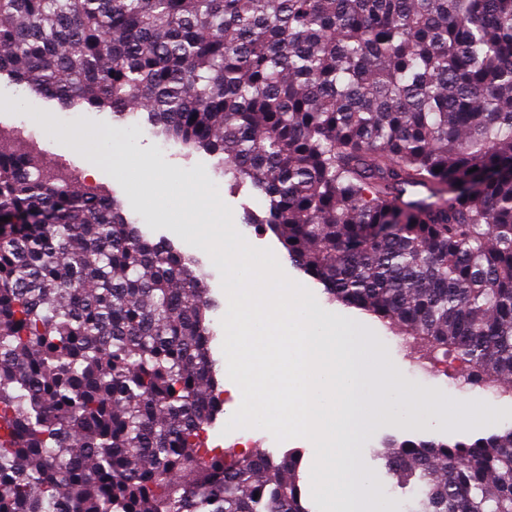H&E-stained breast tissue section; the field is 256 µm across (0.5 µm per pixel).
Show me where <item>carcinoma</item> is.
Masks as SVG:
<instances>
[{"instance_id":"cac0c4a2","label":"carcinoma","mask_w":512,"mask_h":512,"mask_svg":"<svg viewBox=\"0 0 512 512\" xmlns=\"http://www.w3.org/2000/svg\"><path fill=\"white\" fill-rule=\"evenodd\" d=\"M0 75L220 157L328 298L512 386V0H0ZM410 186L419 202L401 199ZM0 512H309L294 452L205 448L202 275L0 147ZM408 512H512V428L388 440Z\"/></svg>"}]
</instances>
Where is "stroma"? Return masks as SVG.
Returning a JSON list of instances; mask_svg holds the SVG:
<instances>
[{"label": "stroma", "mask_w": 512, "mask_h": 512, "mask_svg": "<svg viewBox=\"0 0 512 512\" xmlns=\"http://www.w3.org/2000/svg\"><path fill=\"white\" fill-rule=\"evenodd\" d=\"M21 97L9 86L6 79L0 78V145L11 148L14 145V132L20 128L35 131L46 142L53 158L67 167L74 182L83 188L98 187L113 195L121 204L124 213L142 232L154 242L164 241L176 250L192 256L206 274L205 283L208 297L214 304L211 312L214 330H221V319L225 312L224 292L221 287L219 270L213 266L209 256L195 244H187L185 238L192 233V226L174 223L166 210L144 209L137 193L128 181L115 174L107 159L114 140H121L130 155L141 153L154 156L159 172L170 179L172 191H179L185 182L187 173L207 174L211 187L217 188L224 202L233 213V221L246 240L254 247L268 248L273 251L284 272L293 280L305 285L315 295L321 310L336 312V305L330 304L321 285L305 275L286 257L280 243L268 231L249 227L245 219L247 213H262L263 205L255 191L250 188H230L224 177L218 159L204 151L190 155L176 153L169 158H160L157 149L161 141L147 120L145 111H136L127 121L113 120L108 112H86L61 109L56 102L38 100L36 109L22 108ZM65 126L79 127L85 135L82 150L66 151L58 147L57 134ZM89 167L98 168L97 180L85 176ZM374 333L382 341L381 351L393 364L399 366L412 389L428 391L438 398H460L471 400L481 398L492 402L498 409V421L472 430V437H482L506 427H512V395L499 394L493 388H468L464 378L456 372H420L415 365L416 355L410 343L382 324H374ZM233 397H225L224 414L207 431V445L211 448H225L236 441H244L249 451H262L273 457H281L291 450L301 451L303 458L300 468V486L303 494L311 492L312 450L310 443L302 438L277 442L267 431L261 429H237L225 432L224 427L232 411ZM392 437H440L457 440V433L435 424H421L414 427H402L384 423L357 444V461L369 474L373 484L385 494L390 512H406L412 498L410 488L404 487L393 478L386 460L385 443Z\"/></svg>", "instance_id": "35a3bbf8"}]
</instances>
